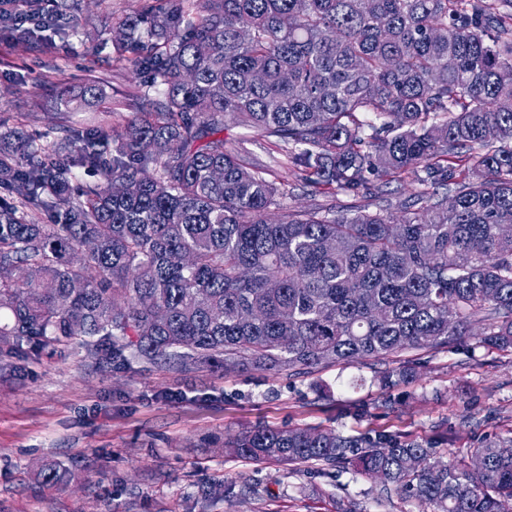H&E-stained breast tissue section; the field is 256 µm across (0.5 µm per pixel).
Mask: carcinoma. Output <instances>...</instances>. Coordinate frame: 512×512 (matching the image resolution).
I'll return each mask as SVG.
<instances>
[{
    "instance_id": "carcinoma-1",
    "label": "carcinoma",
    "mask_w": 512,
    "mask_h": 512,
    "mask_svg": "<svg viewBox=\"0 0 512 512\" xmlns=\"http://www.w3.org/2000/svg\"><path fill=\"white\" fill-rule=\"evenodd\" d=\"M109 41L159 88L150 108L120 132L0 148L11 353L76 343L96 360L311 374L452 347L473 324L512 348V0H143ZM227 122L326 197L371 176L418 188L396 216L293 210L274 171L224 141ZM81 170L99 181L76 187ZM413 376L405 362L381 385ZM226 447L377 474L433 512H512V440L471 449L477 472L385 431L255 427Z\"/></svg>"
}]
</instances>
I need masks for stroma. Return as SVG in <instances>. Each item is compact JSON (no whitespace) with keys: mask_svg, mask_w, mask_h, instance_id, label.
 <instances>
[{"mask_svg":"<svg viewBox=\"0 0 512 512\" xmlns=\"http://www.w3.org/2000/svg\"><path fill=\"white\" fill-rule=\"evenodd\" d=\"M142 0H76L66 35L39 32L34 49H15L0 32V143L17 134L107 120L123 129L144 90L142 78L111 55L103 30ZM95 81L101 96L79 111L56 89ZM226 125L247 160L274 169L287 204L337 213H376L371 191L311 194L259 139ZM414 377L386 389L387 363L336 364L305 375L242 369H165L136 360L99 364L76 346L29 351L16 370L0 354V512H422L378 481L321 466L256 464L230 455L226 440L252 427H321L343 434L385 430L441 441L445 458L464 459L486 438L512 437V349L464 340L451 349L405 354ZM54 463L69 480L46 487L38 465ZM224 494L209 496L211 484Z\"/></svg>","mask_w":512,"mask_h":512,"instance_id":"1","label":"stroma"}]
</instances>
